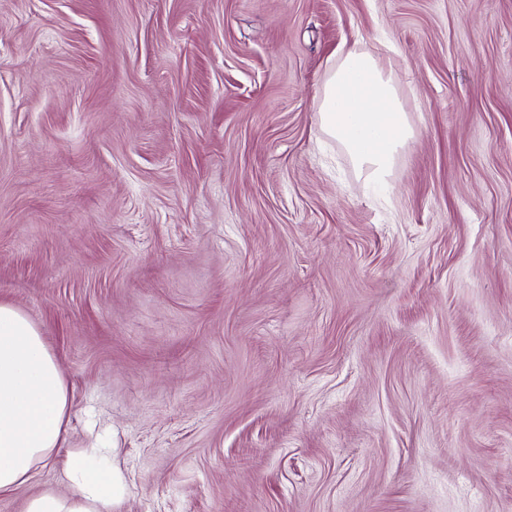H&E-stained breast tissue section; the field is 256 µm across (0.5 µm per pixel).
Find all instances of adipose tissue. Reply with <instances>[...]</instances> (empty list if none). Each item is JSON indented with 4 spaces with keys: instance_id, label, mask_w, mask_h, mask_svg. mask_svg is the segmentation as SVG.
Masks as SVG:
<instances>
[{
    "instance_id": "obj_1",
    "label": "adipose tissue",
    "mask_w": 512,
    "mask_h": 512,
    "mask_svg": "<svg viewBox=\"0 0 512 512\" xmlns=\"http://www.w3.org/2000/svg\"><path fill=\"white\" fill-rule=\"evenodd\" d=\"M318 125L359 173L377 182L388 181L414 135L384 61L355 49L342 52L325 73ZM69 409L63 370L41 330L18 307L0 302V495L27 485L57 457ZM116 458L106 441L68 451L65 489L33 495L24 512H113L124 490Z\"/></svg>"
}]
</instances>
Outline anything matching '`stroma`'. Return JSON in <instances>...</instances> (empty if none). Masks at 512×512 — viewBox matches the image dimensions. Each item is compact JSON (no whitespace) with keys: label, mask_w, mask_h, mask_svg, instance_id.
I'll use <instances>...</instances> for the list:
<instances>
[{"label":"stroma","mask_w":512,"mask_h":512,"mask_svg":"<svg viewBox=\"0 0 512 512\" xmlns=\"http://www.w3.org/2000/svg\"><path fill=\"white\" fill-rule=\"evenodd\" d=\"M349 47L384 187L318 129ZM0 301L117 512H512V0H0ZM318 125L349 154L359 174L387 182L396 157L414 136L395 82L384 61L348 49L328 67Z\"/></svg>","instance_id":"obj_1"}]
</instances>
